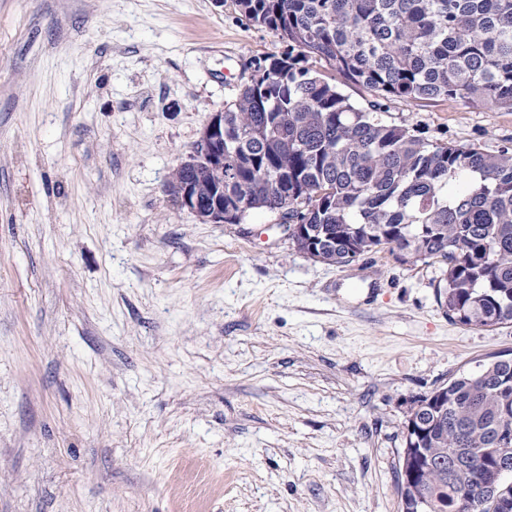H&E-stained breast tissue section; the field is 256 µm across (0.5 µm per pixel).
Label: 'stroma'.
Listing matches in <instances>:
<instances>
[{
    "label": "stroma",
    "instance_id": "obj_1",
    "mask_svg": "<svg viewBox=\"0 0 512 512\" xmlns=\"http://www.w3.org/2000/svg\"><path fill=\"white\" fill-rule=\"evenodd\" d=\"M284 50L233 0H0V512H398L411 400L512 358L436 260L328 265L167 192ZM386 107L512 145L504 109Z\"/></svg>",
    "mask_w": 512,
    "mask_h": 512
}]
</instances>
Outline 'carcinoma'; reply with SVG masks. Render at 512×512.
<instances>
[{"label":"carcinoma","instance_id":"1","mask_svg":"<svg viewBox=\"0 0 512 512\" xmlns=\"http://www.w3.org/2000/svg\"><path fill=\"white\" fill-rule=\"evenodd\" d=\"M288 50L257 62L224 104V208L306 224L297 250L347 266L381 249L445 265L448 318L489 329L512 324V147L427 141L382 118L385 102L443 100L512 111V0H234ZM364 89L366 105L336 78ZM288 179V196L275 188ZM216 177L179 167L210 205ZM408 448L439 459L420 487L398 486L399 512L425 498L448 512L476 494L471 477L501 456L512 427V359L462 374L414 398Z\"/></svg>","mask_w":512,"mask_h":512}]
</instances>
